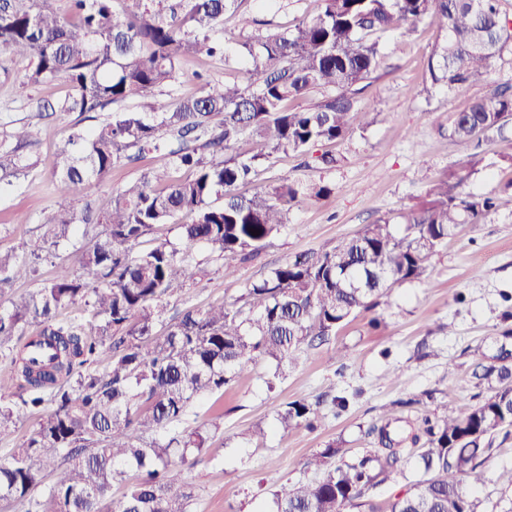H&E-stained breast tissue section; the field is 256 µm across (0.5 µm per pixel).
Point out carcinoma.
<instances>
[{
    "mask_svg": "<svg viewBox=\"0 0 512 512\" xmlns=\"http://www.w3.org/2000/svg\"><path fill=\"white\" fill-rule=\"evenodd\" d=\"M52 2L0 0V56L33 65L19 90L63 79L75 91L67 110L81 114L144 103L140 111L118 109L59 145L53 190L60 203L33 248L22 256L0 253V289L33 278V259L90 224L92 183L146 154L156 165L113 193L111 208L97 218L104 237L78 251L77 271L62 265L53 280L0 308V431L17 423L21 406L53 405L0 459V501L25 512H186L193 490L177 463L208 442L205 428L178 429L193 400L224 391L258 360L284 377L300 353L329 343L391 289L421 279L448 238L501 205L460 191L464 175L452 186L442 178L423 202L329 249L290 257L245 288L238 303L187 308L154 335L164 303L205 275L200 247L217 254L229 279L262 253L295 204L329 192L283 181L245 197L236 186L276 154L307 155L366 124L357 86L382 67L380 35L441 17L446 32L429 73L431 85L452 90L484 78L512 39V21L499 0H320L316 16L240 45L242 79L212 82L196 72L200 95L170 103L146 97L176 82L184 60L229 61L217 33L241 0H69L66 17ZM315 89L327 96L308 108L293 105ZM510 125L507 81L449 115L448 137L473 148L467 166L474 168L482 147ZM31 138L25 124L0 137V182L10 184L29 168L20 150ZM244 139L255 142L253 152L236 151ZM179 168L195 177L172 178ZM169 223L180 226L179 243L133 251L154 225ZM79 303L98 318L90 332L57 319ZM31 325L37 329L27 337ZM502 347L479 354L472 378L487 394L467 412L419 423L388 417L368 431L376 441L370 454L339 464L341 448L328 444L306 461L315 478L273 492L275 512H346L411 457L416 479L389 512H477L463 483L482 481L494 436L512 433V353L503 356ZM105 350L112 356L100 372L92 364ZM17 389L26 393L19 404ZM317 416L311 403L294 399L280 405L276 422L286 431L310 427ZM130 476L125 495L112 499L113 484ZM37 488L41 497H31Z\"/></svg>",
    "mask_w": 512,
    "mask_h": 512,
    "instance_id": "obj_1",
    "label": "carcinoma"
}]
</instances>
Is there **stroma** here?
<instances>
[{"label": "stroma", "instance_id": "1", "mask_svg": "<svg viewBox=\"0 0 512 512\" xmlns=\"http://www.w3.org/2000/svg\"><path fill=\"white\" fill-rule=\"evenodd\" d=\"M319 0H242L238 13L224 17L223 37L235 51L246 37L283 32L296 21L314 15ZM253 23L242 27L241 16ZM445 24L429 15L404 33L381 38L385 64L358 94L368 112V124L341 141L323 145L337 158L332 168L305 165L303 158L280 155L263 163L255 184L240 186L250 195L256 185L288 180L303 186H329L328 196L296 207L287 226L269 242L257 259L243 264L233 280H225L219 261L209 250L200 258L208 274L171 301L163 323L186 308L233 302L257 281L296 253L330 246L355 235L379 217L410 207L427 195L444 173L460 172L469 150L448 136V117L472 101L486 97L494 87L512 80V41L494 61L484 84L453 91L431 86L429 58L444 34ZM28 61L0 57V134L11 123L31 124L36 135L24 153L32 166L12 184L0 187V251L23 254L27 243L56 208L52 191L58 143L74 124L92 128L101 112L65 111L72 97L61 79L32 86L23 81ZM212 79L233 78V66L221 58L190 59L174 84L157 89L156 97L179 100L199 92L194 72ZM154 162L114 168L94 185L88 201L95 212L108 209L112 193L140 177ZM465 192L480 198L512 196V131L487 145L481 164L470 172ZM100 225L79 228L69 246L42 261L36 279L21 280L0 294V304L38 288L52 279L60 264H73L74 251L91 246ZM512 207L488 213L478 224L466 225L449 238L427 262L425 276L392 289L373 310L362 313L340 329L330 344L308 350L288 376L267 386L266 362L250 366L221 395L196 399L190 423L200 426L215 410H223L224 424L210 432L208 447L181 465L192 486L190 512H273L272 493L287 480L313 476L305 463L328 443L343 450L344 459L362 457L372 446L367 429L385 416L419 420L423 416L459 414L474 404L479 393L471 379L477 352H490L512 319ZM432 392L427 404H417L423 392ZM343 396L346 408L321 402L323 394ZM414 406H407V399ZM293 399L320 405L314 427L288 431L274 428L279 406ZM266 430L264 441L251 440L255 427ZM512 467V435L496 437L483 465V481L466 485L479 512H512V492L502 490L498 476Z\"/></svg>", "mask_w": 512, "mask_h": 512}]
</instances>
